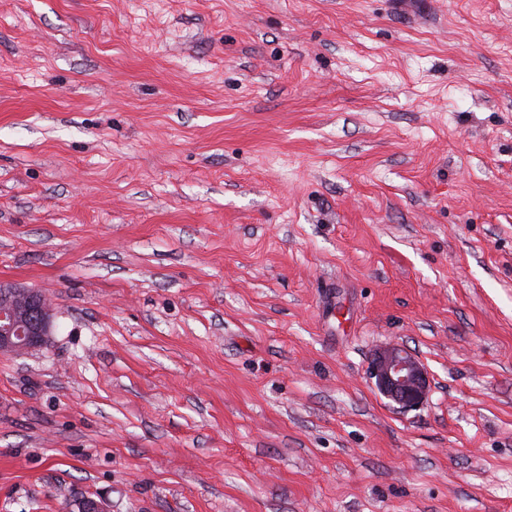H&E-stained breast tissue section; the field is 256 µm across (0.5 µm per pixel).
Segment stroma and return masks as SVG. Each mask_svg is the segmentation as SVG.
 Segmentation results:
<instances>
[{"mask_svg":"<svg viewBox=\"0 0 512 512\" xmlns=\"http://www.w3.org/2000/svg\"><path fill=\"white\" fill-rule=\"evenodd\" d=\"M0 283V512H512V0H0ZM55 309L34 288L0 285V355L21 356L47 345ZM369 378L379 392L399 409H417L427 401L430 381L423 364L398 344L382 347L368 366Z\"/></svg>","mask_w":512,"mask_h":512,"instance_id":"1","label":"stroma"}]
</instances>
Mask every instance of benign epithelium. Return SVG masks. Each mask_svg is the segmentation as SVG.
<instances>
[{"label":"benign epithelium","mask_w":512,"mask_h":512,"mask_svg":"<svg viewBox=\"0 0 512 512\" xmlns=\"http://www.w3.org/2000/svg\"><path fill=\"white\" fill-rule=\"evenodd\" d=\"M54 318L55 309L42 291L1 284L0 355L21 356L46 346ZM368 375L379 392L403 411L417 409L427 401V370L401 345L378 349L369 363Z\"/></svg>","instance_id":"benign-epithelium-1"}]
</instances>
